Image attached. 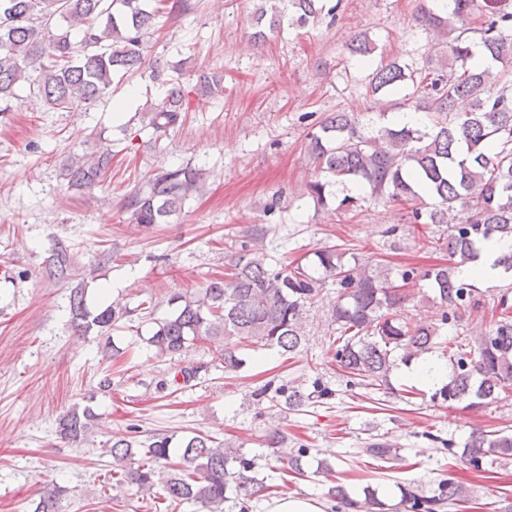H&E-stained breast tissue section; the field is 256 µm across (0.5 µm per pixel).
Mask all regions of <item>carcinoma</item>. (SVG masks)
Instances as JSON below:
<instances>
[{
    "mask_svg": "<svg viewBox=\"0 0 512 512\" xmlns=\"http://www.w3.org/2000/svg\"><path fill=\"white\" fill-rule=\"evenodd\" d=\"M267 2L270 9H261L258 20L270 16L271 32L287 20L305 27L321 19L322 0ZM161 10L159 0H0V112L10 111L11 98L23 84L50 111L97 102L115 78L141 70L145 36ZM479 10L484 12L477 43L483 63L475 60L466 37L467 19ZM424 22L425 31L436 35V49L446 54L417 72H406L395 60L375 62L377 45L363 34L348 45L350 55L371 68L370 93L389 99L412 86L410 96L423 120L400 125L378 112L368 131L354 112L330 113L307 134L306 149L319 173L308 184L307 196L327 209L336 187L354 183L375 201L401 202L407 205L406 223L423 226L434 248L448 254V263L395 268L357 255L345 262L329 246L313 252V264L291 267L267 254L268 229L255 224L224 277L209 281L196 296H171L164 318L154 317L150 301L133 308L114 301L92 309L84 289H73L69 318L75 333L108 337L126 321L148 323L146 344L156 355L179 358L195 342L209 341L217 366L237 374L247 365L250 349H275L286 356L303 346L309 309L330 277L337 288L330 318L339 341L333 358L346 373L347 386L393 391L390 375L397 363L439 350L448 360V383L432 393V401L450 407L463 403L472 410L496 401L512 386V292L499 295L501 319L479 332L475 348L443 344L440 330L458 327L485 308L478 288L457 277L458 266L475 261L490 242L512 241V73L498 70L512 54V0H451L448 9L425 13ZM162 83L168 86L165 97L149 108V125L156 132L177 124L183 112L179 79ZM111 165L112 141L100 136L93 150L72 155L61 176L69 188L91 189L105 182ZM206 179L205 170L188 165L155 175L125 203L131 221L169 223ZM42 276L55 282L74 278L64 241L54 242ZM422 282L432 288L436 319L412 325L400 310L415 300V287ZM201 371V366L182 368L160 380L158 388L179 390ZM332 395L319 383L309 392L287 383L254 392L257 400L283 412L300 411ZM97 419L90 406L67 412L59 420L60 438L83 440ZM441 444L475 471L484 470L488 457L512 458V434L502 431L475 429L461 448L451 439ZM141 447L144 458L136 463L135 449ZM108 452L113 472L121 475L118 484L149 493L160 482L170 502L191 503L196 512H249L252 500L270 489L258 477L256 459L208 435L176 442L163 433L146 446L133 435H114ZM362 452L386 463L398 460L397 449L380 438ZM309 456L310 449L301 445L283 468L301 475ZM397 487L400 504L409 512H440L464 494L450 478L439 481L430 496L411 482ZM362 493L355 503L344 484L329 489L338 500L336 512L353 504L363 512H390L377 489L368 485ZM64 494L60 486L46 487L34 512H61Z\"/></svg>",
    "mask_w": 512,
    "mask_h": 512,
    "instance_id": "cac0c4a2",
    "label": "carcinoma"
}]
</instances>
